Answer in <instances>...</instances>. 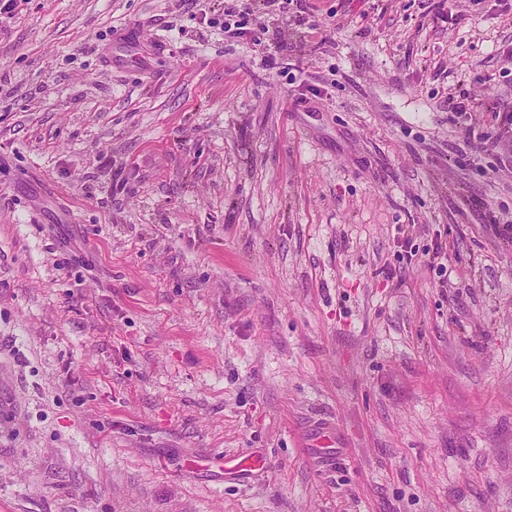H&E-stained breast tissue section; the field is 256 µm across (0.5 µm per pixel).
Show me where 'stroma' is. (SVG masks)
<instances>
[{"label":"stroma","mask_w":512,"mask_h":512,"mask_svg":"<svg viewBox=\"0 0 512 512\" xmlns=\"http://www.w3.org/2000/svg\"><path fill=\"white\" fill-rule=\"evenodd\" d=\"M203 4L0 15V512H512V0ZM302 448L323 469H331L343 458L346 447L337 427L323 422L302 438ZM218 460L222 463L226 474L251 476L257 471L268 468V462L262 456H221Z\"/></svg>","instance_id":"1"}]
</instances>
